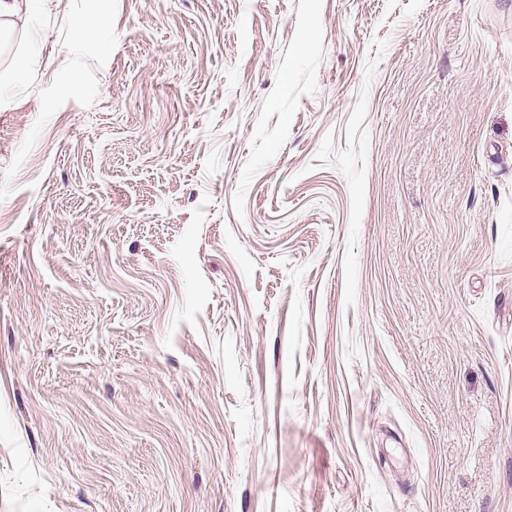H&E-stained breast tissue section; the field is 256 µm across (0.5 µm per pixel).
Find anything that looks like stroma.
<instances>
[{
  "instance_id": "35a3bbf8",
  "label": "stroma",
  "mask_w": 512,
  "mask_h": 512,
  "mask_svg": "<svg viewBox=\"0 0 512 512\" xmlns=\"http://www.w3.org/2000/svg\"><path fill=\"white\" fill-rule=\"evenodd\" d=\"M2 75L0 512H512V0H25Z\"/></svg>"
}]
</instances>
